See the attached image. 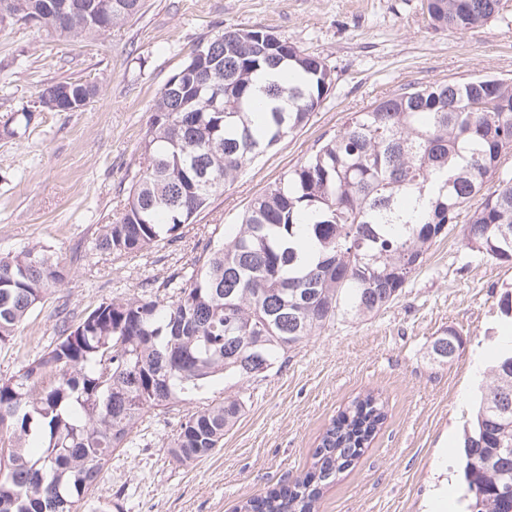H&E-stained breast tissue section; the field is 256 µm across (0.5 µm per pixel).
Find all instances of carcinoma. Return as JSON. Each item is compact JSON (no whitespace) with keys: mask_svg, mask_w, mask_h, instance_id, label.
<instances>
[{"mask_svg":"<svg viewBox=\"0 0 512 512\" xmlns=\"http://www.w3.org/2000/svg\"><path fill=\"white\" fill-rule=\"evenodd\" d=\"M94 3L55 29L59 37L100 36L137 14L141 0ZM0 25L31 14L48 18L58 0H13ZM429 21L464 34L500 13L503 0H425ZM268 29L230 28L199 45L210 71L194 73L190 53L180 87L157 93L138 172L123 208L103 225L94 249L135 255L179 239L213 197L258 155L304 127L331 88V67L289 47L283 60L266 44ZM96 88L56 82L40 111L80 103ZM512 82L478 77L406 87L353 112L288 176L256 196L232 234L206 245L191 263L146 290L100 303L16 375L0 378V512H121L92 503L90 492L111 459L133 442L151 411L171 410L212 378L250 379L257 353L267 368L338 320L371 317L391 306L430 246L468 212L461 244L512 261ZM496 188L482 194L486 184ZM66 279L42 249L0 256V343L10 341L38 304ZM454 359L462 341L450 329L433 346ZM246 395L183 415L169 448L178 463L210 455L241 416ZM385 420L384 402L352 401L322 433L310 469L239 512H314L323 489L359 458ZM512 351L464 430L466 512L498 508L512 486Z\"/></svg>","mask_w":512,"mask_h":512,"instance_id":"1","label":"carcinoma"}]
</instances>
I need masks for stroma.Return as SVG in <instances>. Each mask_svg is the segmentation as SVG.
Returning <instances> with one entry per match:
<instances>
[{
	"instance_id": "obj_1",
	"label": "stroma",
	"mask_w": 512,
	"mask_h": 512,
	"mask_svg": "<svg viewBox=\"0 0 512 512\" xmlns=\"http://www.w3.org/2000/svg\"><path fill=\"white\" fill-rule=\"evenodd\" d=\"M465 34L434 28L424 0H143L141 11L98 37L60 39L45 24L0 28V255L47 250L68 271L17 336L0 344V377L17 373L103 300L190 263L208 238L238 223L251 200L314 153L360 112L400 88L491 75L512 80V0ZM262 25L323 58L333 85L307 125L248 164L188 226L182 239L116 258L93 250L99 230L124 204L159 90L190 51L227 28ZM94 84L75 112L13 115L65 79ZM461 225L428 250L400 298L377 315L335 322L265 376L215 378L177 410L151 412L135 447L113 455L92 500L118 499L122 512H235L247 499L305 472L337 412L374 393L387 419L355 466L327 489L319 512H427L433 485L462 512L459 475L440 474L444 449L458 451L466 422L491 381L482 352L512 347L500 300L512 264L461 245ZM455 329L453 361L431 354ZM248 396L239 422L210 456L174 462L168 443L180 415L236 392ZM438 345H440L441 347L444 348V350L446 351V354H447L446 357L439 356L435 352V349L437 348ZM461 347H462V341L458 337V334L454 330L448 329V333L444 334L443 336L438 337L434 341L433 346H432V353H433L434 359L438 360L439 362H448V361L454 359L458 355Z\"/></svg>"
}]
</instances>
